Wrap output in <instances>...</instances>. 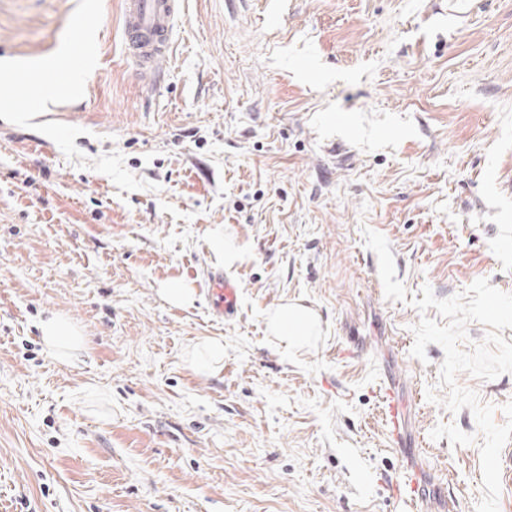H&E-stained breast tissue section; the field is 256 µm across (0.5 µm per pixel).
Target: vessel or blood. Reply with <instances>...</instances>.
<instances>
[{"instance_id":"vessel-or-blood-1","label":"vessel or blood","mask_w":512,"mask_h":512,"mask_svg":"<svg viewBox=\"0 0 512 512\" xmlns=\"http://www.w3.org/2000/svg\"><path fill=\"white\" fill-rule=\"evenodd\" d=\"M184 16L185 0H122L125 52L144 74L156 75L157 61L172 52ZM86 66L87 62L82 58L72 64L62 87L66 98L72 99L86 93V85L78 80ZM206 278L212 312L215 317H224L236 307L238 284L216 270L208 271ZM382 411L389 443L392 447L404 448V409L393 391H386Z\"/></svg>"}]
</instances>
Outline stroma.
I'll list each match as a JSON object with an SVG mask.
<instances>
[{
    "label": "stroma",
    "mask_w": 512,
    "mask_h": 512,
    "mask_svg": "<svg viewBox=\"0 0 512 512\" xmlns=\"http://www.w3.org/2000/svg\"><path fill=\"white\" fill-rule=\"evenodd\" d=\"M80 21L83 100L0 93V512H476L483 436L439 403L442 347L412 356L437 316L412 301L512 293V0H187L151 91L121 0H0V83L79 54ZM210 268L240 288L221 321ZM296 302L319 332L287 346L268 317ZM55 315L76 363L41 342ZM456 382L506 422L512 373ZM42 341L55 357L71 362L85 351L82 336L74 325L63 317H52L41 324ZM223 362L224 343L221 340H206L201 345L195 346L191 359L195 369L213 374L221 368ZM383 421L387 439L393 448L402 450L405 446V423L403 406L397 402L392 389L383 397Z\"/></svg>",
    "instance_id": "stroma-1"
}]
</instances>
